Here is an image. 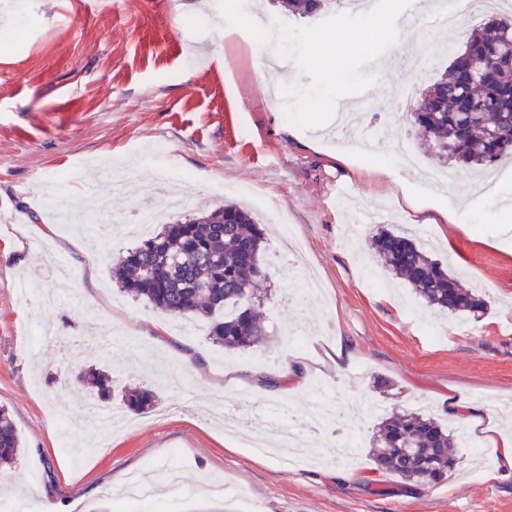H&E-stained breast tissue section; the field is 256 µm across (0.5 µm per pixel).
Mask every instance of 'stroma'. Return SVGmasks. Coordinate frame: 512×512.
<instances>
[{
	"mask_svg": "<svg viewBox=\"0 0 512 512\" xmlns=\"http://www.w3.org/2000/svg\"><path fill=\"white\" fill-rule=\"evenodd\" d=\"M0 0V408L11 414L24 446L0 466V512H44L95 500L118 512L106 490L138 472L174 468L180 487L132 506L130 512H241L232 492L243 489L252 512H512V472L498 449L449 417V398L489 409L512 435V198L474 193L475 174L450 184H423L394 163L397 135L418 140L409 121L383 126L382 146L344 164L336 143L313 131L289 132L270 96L280 74L266 65L271 48L255 52L224 38L216 0ZM401 30L405 60L388 56L363 66L377 83L339 100L338 109L389 111L421 93L449 65L444 46H463L480 21L462 15L450 29L431 11H415ZM436 50L429 67L417 58ZM149 144L165 155L145 154ZM385 167L389 176H368ZM247 182L251 194L234 187ZM466 198L465 229L426 224L407 195ZM244 201L267 239L272 296L263 319L272 333L262 347L227 351L207 326L182 331L175 320L132 300L112 281V261L134 247L125 219L156 211L169 220ZM382 208L389 227L411 231L463 287L482 291L490 309L479 319L440 311L418 324L410 289L381 268L371 247L375 225L363 213ZM292 224L309 262L286 257L282 223ZM52 224L55 249L72 270L68 288L50 307H24L16 283L48 287L34 250L37 225ZM319 297L283 304L306 278ZM95 309L97 324L86 320ZM80 345L82 363L69 362ZM348 358L333 367L332 355ZM293 363L298 376L283 375ZM112 378L109 399L93 401L77 380L83 366ZM239 383L227 387L225 371ZM265 373L278 385L257 387ZM301 391H293L296 377ZM132 389L154 403L136 427L113 429L100 450L97 413L132 416ZM360 406L355 465L321 462L340 425L311 434L314 460L288 463L284 453L244 444L277 410L303 417L319 399ZM394 410H421L447 420L458 463L436 484L377 471L371 444L378 421ZM232 414L246 436L224 431ZM223 476L231 491L216 498L206 481Z\"/></svg>",
	"mask_w": 512,
	"mask_h": 512,
	"instance_id": "stroma-1",
	"label": "stroma"
}]
</instances>
